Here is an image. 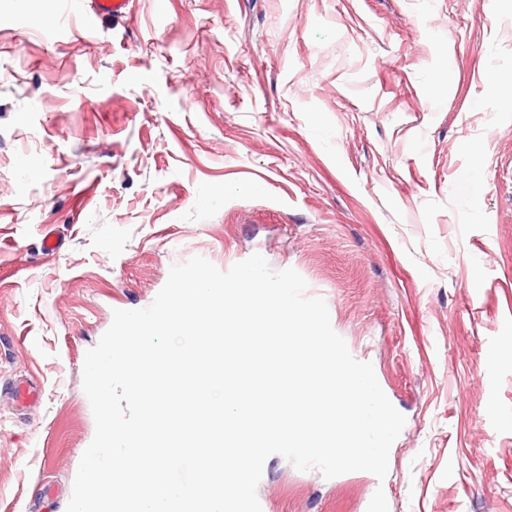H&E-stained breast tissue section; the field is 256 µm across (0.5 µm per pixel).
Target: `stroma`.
<instances>
[{
  "instance_id": "stroma-1",
  "label": "stroma",
  "mask_w": 512,
  "mask_h": 512,
  "mask_svg": "<svg viewBox=\"0 0 512 512\" xmlns=\"http://www.w3.org/2000/svg\"><path fill=\"white\" fill-rule=\"evenodd\" d=\"M511 80L495 0H0V512H66L114 310L255 253L406 418L382 480L269 457L267 512H512Z\"/></svg>"
}]
</instances>
